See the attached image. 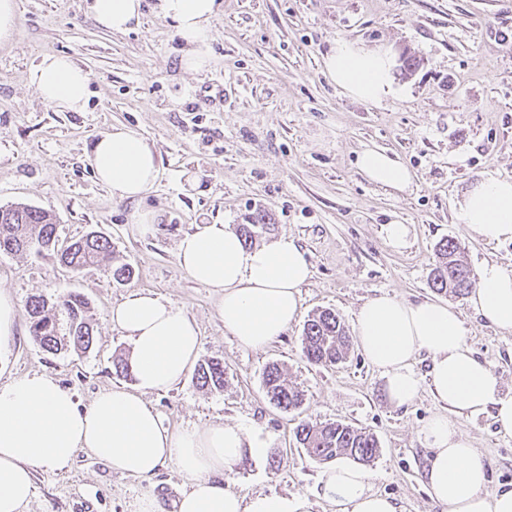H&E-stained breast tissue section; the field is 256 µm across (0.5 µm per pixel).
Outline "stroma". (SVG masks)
<instances>
[{
    "label": "stroma",
    "mask_w": 512,
    "mask_h": 512,
    "mask_svg": "<svg viewBox=\"0 0 512 512\" xmlns=\"http://www.w3.org/2000/svg\"><path fill=\"white\" fill-rule=\"evenodd\" d=\"M12 39L0 42V206L50 211L61 242L101 232L112 261L135 274L113 282L103 267L71 271L30 252L0 254V291L17 301L15 334L0 347V384L25 374L53 376L79 407L121 385L115 357L130 356L112 308L149 291L183 308L200 330L199 359L227 368L223 391L198 389L184 378L146 400L174 430L212 423L262 427L263 458L243 457L224 482L243 495L308 493L312 512H331L318 496L325 470L300 448L292 414L276 408L262 385L279 362L305 394L301 417L342 421L373 433L379 453L366 469L376 490L400 512H442L423 482L431 451L421 430L437 403L429 388L405 406L390 403L384 380L359 348L333 367L307 364L303 318L329 308L347 326L369 298L386 292L409 302L439 301L429 284L440 241L461 245L470 268L495 260L512 267V242L488 243L459 223L457 203L483 177H512V0H224L206 49L210 69L190 73L183 44L142 0L138 29L115 33L94 19L91 0H16ZM351 40L390 50L393 95L381 102L346 95L329 78L324 58ZM47 53L71 57L90 74L85 111L58 112L40 100L30 75ZM415 57L407 71L402 59ZM236 92L220 99L218 89ZM141 134L154 150L159 175L136 204L113 196L95 177L89 156L112 127ZM379 146L402 161L413 184L399 194L371 183L356 166ZM155 210L158 230L139 235L137 208ZM265 211L275 236L293 238L311 266L300 289L301 320L263 350L240 346L216 315L218 295L180 269L176 246L196 224L246 223ZM406 224L405 246L387 241L386 226ZM73 290L90 302L95 341L83 354L50 353L29 333L27 300H55ZM459 314L475 357L512 397V332L488 325L467 297L448 300ZM456 430L482 456L485 493L512 484V436L492 412L459 417ZM187 486L174 464L149 480L113 471L78 451L70 471L34 475L28 512H134L155 497L162 512Z\"/></svg>",
    "instance_id": "stroma-1"
}]
</instances>
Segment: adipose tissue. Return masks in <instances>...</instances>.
I'll return each mask as SVG.
<instances>
[{"label":"adipose tissue","instance_id":"obj_1","mask_svg":"<svg viewBox=\"0 0 512 512\" xmlns=\"http://www.w3.org/2000/svg\"><path fill=\"white\" fill-rule=\"evenodd\" d=\"M222 6V0H158V13L186 45L185 70L208 68L209 25ZM91 9L101 27L126 32L138 26L142 2L93 0ZM324 66L336 85L355 98L379 101L391 91L392 59L384 51L341 41L326 55ZM31 81L41 100L57 111L86 107L90 75L69 56L43 55ZM90 161L113 196L131 202L146 196L159 172L145 139L124 128L101 134ZM357 166L384 188L402 193L411 187L409 169L386 151L364 150ZM457 216L484 241H512V179L475 180ZM176 258L192 280L219 294L218 319L247 348L264 349L300 315L299 293L311 270L291 238L249 248L230 225L197 224L180 238ZM476 277L472 307L489 324L512 331V269L487 261ZM111 321L132 344L133 388L102 392L81 409L46 374L0 385V512H26L35 470L65 472L81 449L139 479L152 478L164 464L177 465L190 484L173 502L172 512H311L305 493L243 496L225 488L220 479L225 468L245 454L265 455L269 439L262 428L246 433L214 424L176 432L147 404L146 394L182 381L199 353L198 326L186 312L152 293L137 292L113 308ZM354 330L363 355L384 377L393 404L413 402L425 384L436 398L438 410L422 428L431 450L423 474L431 501L443 512H512V487L483 494L482 459L453 423L490 410L500 429L512 435V397H499L498 376L473 356L454 309L383 293L361 306ZM422 352L431 359L424 379L415 368ZM318 492L335 512H399L395 501L374 490L370 474L351 464L326 470Z\"/></svg>","mask_w":512,"mask_h":512}]
</instances>
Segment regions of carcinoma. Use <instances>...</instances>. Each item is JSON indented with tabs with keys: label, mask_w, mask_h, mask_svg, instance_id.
Listing matches in <instances>:
<instances>
[{
	"label": "carcinoma",
	"mask_w": 512,
	"mask_h": 512,
	"mask_svg": "<svg viewBox=\"0 0 512 512\" xmlns=\"http://www.w3.org/2000/svg\"><path fill=\"white\" fill-rule=\"evenodd\" d=\"M271 227L267 214L257 211L251 214L248 223L238 225V232L244 244L250 246L271 231ZM32 249L56 258L74 271L112 259L111 242L95 232L60 247L52 214L21 203L5 207L4 216L0 218V254H23ZM459 251L460 246L452 239L438 244V261L430 271V285L439 294L462 296L477 286L476 274L459 259ZM27 306L30 336L42 349L57 352L70 348L84 353L92 347L93 326L87 318L89 302L81 293L69 291L53 303L41 296H32ZM349 347V332L335 311L324 310L304 324L301 351L308 363L332 366L346 358ZM226 377L227 369L218 358L203 361L195 373L198 388L209 392L224 390ZM262 382L278 408L291 411L302 405V391L288 384L280 364L267 365ZM295 437L309 457L319 463L344 455L369 463L379 452L373 434L341 422L301 420L295 427Z\"/></svg>",
	"instance_id": "carcinoma-1"
}]
</instances>
